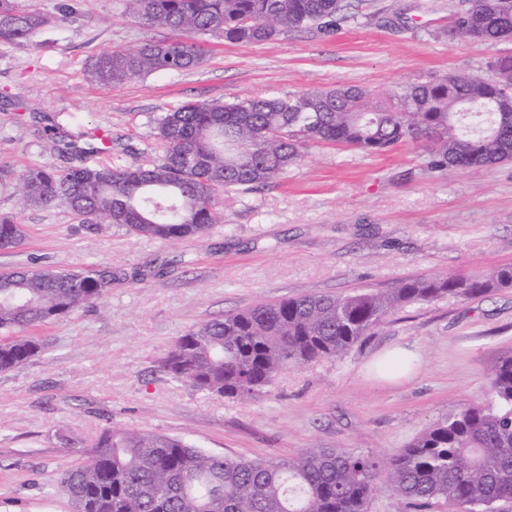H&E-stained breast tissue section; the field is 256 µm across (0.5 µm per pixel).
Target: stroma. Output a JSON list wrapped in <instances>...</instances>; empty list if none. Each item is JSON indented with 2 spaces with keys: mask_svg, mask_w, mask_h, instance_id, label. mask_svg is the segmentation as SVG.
<instances>
[{
  "mask_svg": "<svg viewBox=\"0 0 512 512\" xmlns=\"http://www.w3.org/2000/svg\"><path fill=\"white\" fill-rule=\"evenodd\" d=\"M349 2L329 33L254 44L202 35L196 68L106 87L87 75L96 57L171 32L141 25L125 0H78L71 22L0 49V166L69 165L48 127L81 145L108 131L112 149L99 163L158 161L155 118L188 102L339 85L387 96L451 73L494 80L497 47L448 36L463 0ZM218 200L222 224L167 244L84 224L63 205L21 208L15 187L0 185V213L26 228L22 245L0 250V271L92 265L112 276L97 305L37 328L42 353L0 372V512H75L60 475L114 423L215 456L388 455L485 400L492 370L512 357V288L406 307L344 355L283 373L256 400L174 381L159 362L192 327L256 304L512 264V163L432 172L410 145L376 155L314 145L276 183ZM396 348L409 353L406 375L379 374Z\"/></svg>",
  "mask_w": 512,
  "mask_h": 512,
  "instance_id": "1",
  "label": "stroma"
}]
</instances>
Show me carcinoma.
Here are the masks:
<instances>
[{
    "mask_svg": "<svg viewBox=\"0 0 512 512\" xmlns=\"http://www.w3.org/2000/svg\"><path fill=\"white\" fill-rule=\"evenodd\" d=\"M127 2L143 24L178 36L99 56L89 72L103 86L197 67L201 34L260 43L285 29L325 33L347 7L345 0ZM77 12V4L65 3L51 18L34 5L0 0V48L28 43ZM448 35L478 45L512 42V0H468ZM489 67L493 81L453 73L405 86L388 100L343 85L188 103L156 121L161 161L34 166L16 177L19 201L24 208L64 204L88 224L175 243L223 223L218 191L266 186L312 145L382 154L411 144L431 171L512 162V54L492 57ZM45 134L79 159L97 152L54 129ZM22 239V225L0 216V249ZM111 284L112 275L89 269L1 271L0 372L44 351L28 331L90 306ZM505 288H512L511 264L483 275L408 278L387 289L261 303L188 330L159 368L198 390L254 400L283 372L346 353L407 306ZM82 456L58 484L76 512H369L380 477L404 512H429L439 502L459 512H498L499 503L512 502V357L493 369L486 401L459 407L386 457L338 448H306L278 461L219 457L119 425L105 428Z\"/></svg>",
    "mask_w": 512,
    "mask_h": 512,
    "instance_id": "cac0c4a2",
    "label": "carcinoma"
}]
</instances>
